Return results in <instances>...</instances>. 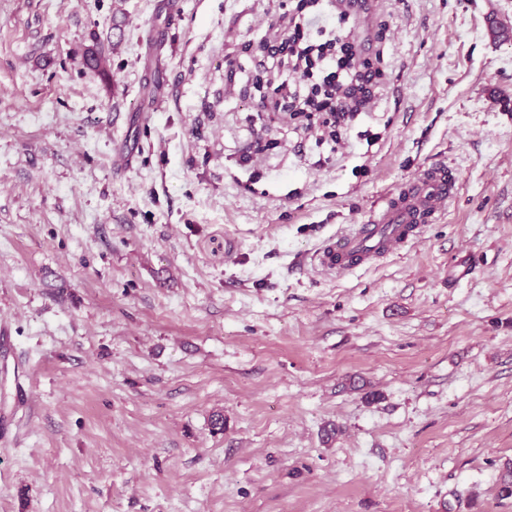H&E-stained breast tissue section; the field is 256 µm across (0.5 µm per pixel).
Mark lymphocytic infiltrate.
Instances as JSON below:
<instances>
[{"label": "lymphocytic infiltrate", "instance_id": "obj_1", "mask_svg": "<svg viewBox=\"0 0 512 512\" xmlns=\"http://www.w3.org/2000/svg\"><path fill=\"white\" fill-rule=\"evenodd\" d=\"M348 10L322 0H297L261 50L287 73L262 101L266 112L324 114L343 121L365 111L373 75L361 61Z\"/></svg>", "mask_w": 512, "mask_h": 512}]
</instances>
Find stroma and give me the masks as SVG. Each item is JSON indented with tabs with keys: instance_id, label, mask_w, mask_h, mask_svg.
<instances>
[{
	"instance_id": "stroma-1",
	"label": "stroma",
	"mask_w": 512,
	"mask_h": 512,
	"mask_svg": "<svg viewBox=\"0 0 512 512\" xmlns=\"http://www.w3.org/2000/svg\"><path fill=\"white\" fill-rule=\"evenodd\" d=\"M291 6L0 0V512H512V0H375L334 133L259 110ZM457 191L447 164L421 169L397 192L386 195L366 224L340 234L316 253L318 264L347 273L414 243L425 224H434Z\"/></svg>"
}]
</instances>
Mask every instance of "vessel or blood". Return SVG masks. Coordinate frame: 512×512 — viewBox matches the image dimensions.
I'll return each instance as SVG.
<instances>
[{"instance_id": "b4317fda", "label": "vessel or blood", "mask_w": 512, "mask_h": 512, "mask_svg": "<svg viewBox=\"0 0 512 512\" xmlns=\"http://www.w3.org/2000/svg\"><path fill=\"white\" fill-rule=\"evenodd\" d=\"M456 191L457 179L447 165L420 170L401 189L386 195L367 223L321 247L316 254L319 265L347 273L414 243L425 225L443 215Z\"/></svg>"}]
</instances>
